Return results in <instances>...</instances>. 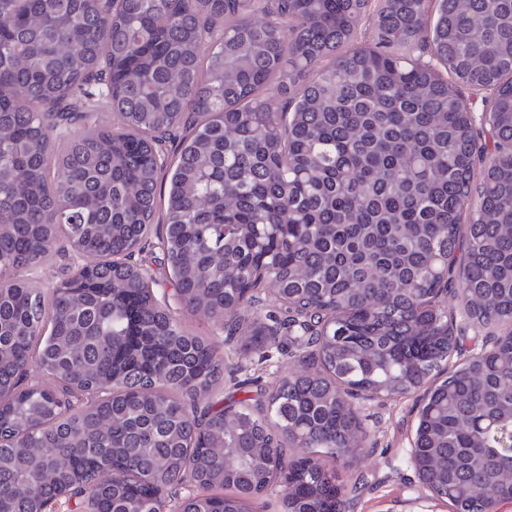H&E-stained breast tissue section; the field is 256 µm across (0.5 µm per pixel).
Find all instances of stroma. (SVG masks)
Wrapping results in <instances>:
<instances>
[{
  "instance_id": "obj_1",
  "label": "stroma",
  "mask_w": 512,
  "mask_h": 512,
  "mask_svg": "<svg viewBox=\"0 0 512 512\" xmlns=\"http://www.w3.org/2000/svg\"><path fill=\"white\" fill-rule=\"evenodd\" d=\"M448 306L464 354L490 347L496 337L505 333L501 327L474 324L461 300H449ZM171 313L188 327L207 336L223 353L226 368L224 386L219 393L224 400L243 398V387L251 382L270 389L279 377L298 367L291 347L271 345L260 351L237 342L228 344L218 324L198 321L179 305L172 306ZM354 403L365 426L366 445L373 453L344 473L346 482L360 484L349 512H452L448 502L433 496L420 481L411 461L420 393L383 399L360 396Z\"/></svg>"
}]
</instances>
